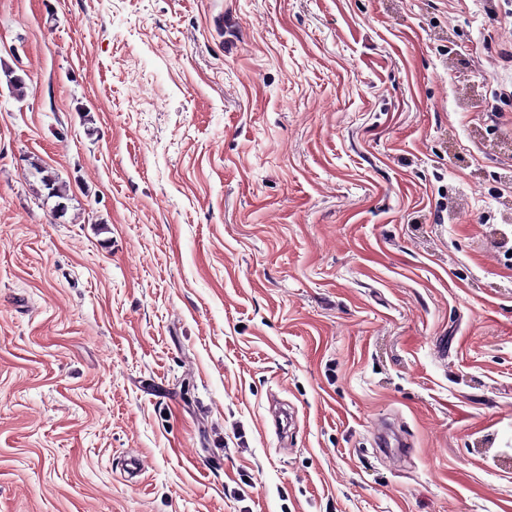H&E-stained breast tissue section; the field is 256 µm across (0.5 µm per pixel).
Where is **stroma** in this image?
Instances as JSON below:
<instances>
[{"mask_svg":"<svg viewBox=\"0 0 512 512\" xmlns=\"http://www.w3.org/2000/svg\"><path fill=\"white\" fill-rule=\"evenodd\" d=\"M0 512H512V0H0Z\"/></svg>","mask_w":512,"mask_h":512,"instance_id":"1","label":"stroma"}]
</instances>
